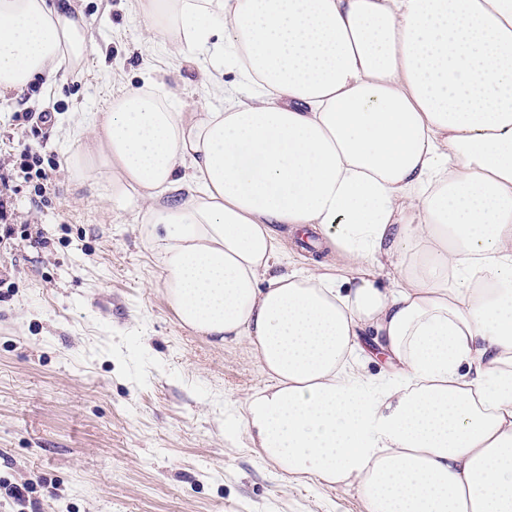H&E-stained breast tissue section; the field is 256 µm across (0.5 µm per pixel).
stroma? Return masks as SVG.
Returning <instances> with one entry per match:
<instances>
[{"label":"stroma","mask_w":512,"mask_h":512,"mask_svg":"<svg viewBox=\"0 0 512 512\" xmlns=\"http://www.w3.org/2000/svg\"><path fill=\"white\" fill-rule=\"evenodd\" d=\"M91 40L82 69L0 96V155L39 146L47 193L10 168L16 233L0 242V486L32 482L25 512H365L355 490L282 481L224 422L267 375L245 343L181 326L139 218L106 179L80 185L69 128L125 88L179 89L223 108L187 58L145 39L138 0H73ZM47 112L35 127L28 112ZM42 233L43 244L28 237Z\"/></svg>","instance_id":"35a3bbf8"}]
</instances>
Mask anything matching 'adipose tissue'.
I'll return each mask as SVG.
<instances>
[{"label":"adipose tissue","instance_id":"ef3b65f1","mask_svg":"<svg viewBox=\"0 0 512 512\" xmlns=\"http://www.w3.org/2000/svg\"><path fill=\"white\" fill-rule=\"evenodd\" d=\"M144 14L249 92L185 112L176 91L128 89L76 120L96 148L70 163L138 197L180 323L245 341L269 377L230 429L366 512H512V0ZM89 51L66 0H0V94ZM282 226L323 237L331 262L282 270Z\"/></svg>","mask_w":512,"mask_h":512}]
</instances>
